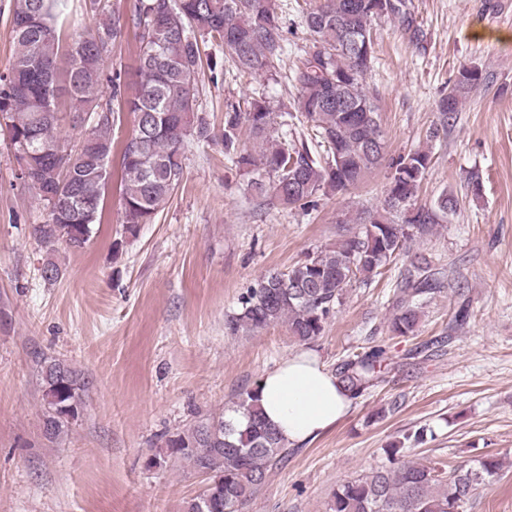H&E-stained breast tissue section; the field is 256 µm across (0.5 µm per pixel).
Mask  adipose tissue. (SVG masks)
Returning a JSON list of instances; mask_svg holds the SVG:
<instances>
[{
    "mask_svg": "<svg viewBox=\"0 0 512 512\" xmlns=\"http://www.w3.org/2000/svg\"><path fill=\"white\" fill-rule=\"evenodd\" d=\"M257 397L266 422L291 447L334 426L352 405L312 350L298 351L264 373Z\"/></svg>",
    "mask_w": 512,
    "mask_h": 512,
    "instance_id": "adipose-tissue-1",
    "label": "adipose tissue"
}]
</instances>
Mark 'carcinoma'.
I'll use <instances>...</instances> for the list:
<instances>
[{"mask_svg":"<svg viewBox=\"0 0 512 512\" xmlns=\"http://www.w3.org/2000/svg\"><path fill=\"white\" fill-rule=\"evenodd\" d=\"M388 17L409 20L407 0H320L306 11L313 37L307 58L293 72L298 88L294 111L276 112L264 99L246 106L228 103L224 112V156L248 176L247 190L263 203L308 210L320 193L344 194L382 164L384 135L377 106L364 89L374 58L373 23ZM66 0H24V14L13 12L14 50L0 75V113H7L12 140L29 152L34 188L48 208V219L33 235L49 255L63 245L72 252L90 242L103 215V179L113 154L112 136L121 113L143 116L120 144L122 230L136 238L165 209L184 177L187 140L206 139V120L195 112L202 67L199 42L229 52L249 75L272 72L284 54L275 0H139L129 17L82 33H66ZM138 40L136 92L122 94L121 75L104 76L112 43L124 29ZM367 39L369 49L355 46ZM112 94L102 99V81ZM476 65L461 67L437 110L442 125L460 110L482 81ZM61 97L70 112L92 114L88 145L73 149L61 134L62 118L46 119L40 110L48 98ZM302 116L310 123L317 148L280 129ZM257 145L242 143L243 132ZM430 162L424 150L391 160V181L380 209L359 211L350 222L362 231L336 246L309 254L284 271L263 276L241 297L240 312L227 329L257 330L285 324L300 342L321 335L352 280L381 274L408 241L430 234L455 213L458 200L443 192L433 203L416 206ZM396 299L391 331L417 335L423 295L430 293V267H416ZM380 348L344 361L336 377L358 398L381 377ZM41 392L42 432L50 442L68 435L83 417L90 380L67 360L40 354L35 360ZM166 456L187 462L205 477L203 490L187 502L186 512H240L264 484L268 471L288 454L277 432L262 418L256 390L239 395L219 414L200 417L188 428L166 436ZM389 448V468L373 469L339 484L329 512H460L477 491L500 475L493 455L464 461L448 472L401 459Z\"/></svg>","mask_w":512,"mask_h":512,"instance_id":"obj_1","label":"carcinoma"}]
</instances>
